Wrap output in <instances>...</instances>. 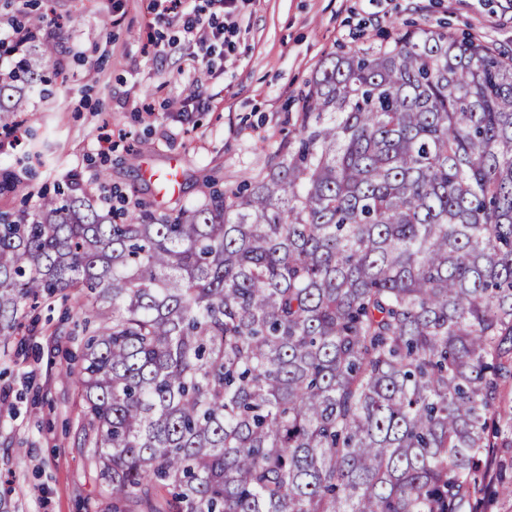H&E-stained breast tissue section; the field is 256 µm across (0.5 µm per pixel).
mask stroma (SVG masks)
Returning <instances> with one entry per match:
<instances>
[{
  "instance_id": "obj_1",
  "label": "stroma",
  "mask_w": 512,
  "mask_h": 512,
  "mask_svg": "<svg viewBox=\"0 0 512 512\" xmlns=\"http://www.w3.org/2000/svg\"><path fill=\"white\" fill-rule=\"evenodd\" d=\"M41 37L57 52L50 96L29 93L19 139L0 133V210L30 209L77 175L101 200L146 201L158 216L202 201L206 182L230 188L262 171L288 132L287 115L320 61L380 40L394 23L447 25L512 51V0H234L232 28L206 52L184 33L185 15L209 17V0L157 15L150 0H33ZM196 86L202 103L177 105ZM125 139L102 146L105 130ZM137 159H130V152ZM174 169L176 192L156 173ZM106 181H99V173ZM0 343V493L10 512H102L76 432L82 398L61 368L76 366L83 333L73 303L28 314Z\"/></svg>"
}]
</instances>
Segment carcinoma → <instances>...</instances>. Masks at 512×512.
Wrapping results in <instances>:
<instances>
[{"label":"carcinoma","mask_w":512,"mask_h":512,"mask_svg":"<svg viewBox=\"0 0 512 512\" xmlns=\"http://www.w3.org/2000/svg\"><path fill=\"white\" fill-rule=\"evenodd\" d=\"M0 74V129L44 82ZM0 211V342L96 323L61 374L106 512H480L512 495V57L394 28L323 59L265 172L155 217Z\"/></svg>","instance_id":"carcinoma-1"}]
</instances>
